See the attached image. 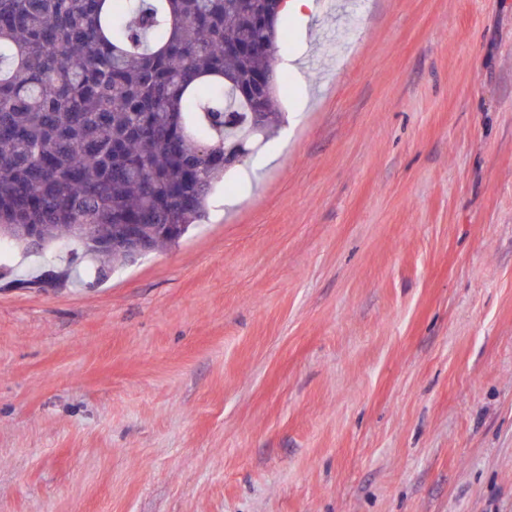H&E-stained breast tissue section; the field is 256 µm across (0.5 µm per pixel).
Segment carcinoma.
<instances>
[{"instance_id":"obj_1","label":"carcinoma","mask_w":512,"mask_h":512,"mask_svg":"<svg viewBox=\"0 0 512 512\" xmlns=\"http://www.w3.org/2000/svg\"><path fill=\"white\" fill-rule=\"evenodd\" d=\"M283 32L271 0H0V242L86 261L133 260L115 241L139 225L151 248L205 218L236 162L281 123ZM266 113L257 125L252 113Z\"/></svg>"}]
</instances>
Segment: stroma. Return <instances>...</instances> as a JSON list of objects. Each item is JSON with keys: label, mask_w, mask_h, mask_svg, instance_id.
<instances>
[{"label": "stroma", "mask_w": 512, "mask_h": 512, "mask_svg": "<svg viewBox=\"0 0 512 512\" xmlns=\"http://www.w3.org/2000/svg\"><path fill=\"white\" fill-rule=\"evenodd\" d=\"M315 2L177 244L5 246L0 512H512V0Z\"/></svg>", "instance_id": "1"}]
</instances>
